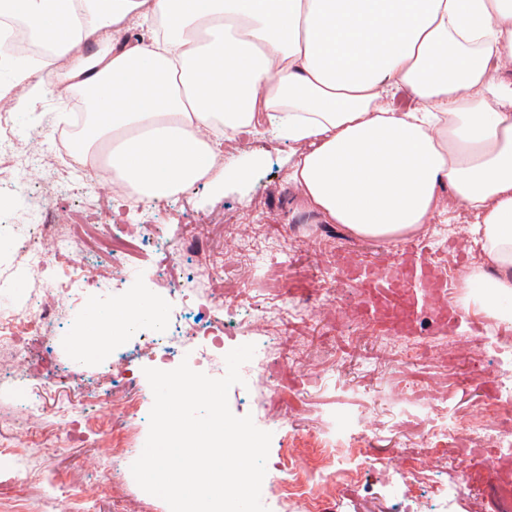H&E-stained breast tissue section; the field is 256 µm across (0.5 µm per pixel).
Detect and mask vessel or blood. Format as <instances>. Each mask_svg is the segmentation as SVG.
Returning <instances> with one entry per match:
<instances>
[{
    "label": "vessel or blood",
    "instance_id": "b4317fda",
    "mask_svg": "<svg viewBox=\"0 0 512 512\" xmlns=\"http://www.w3.org/2000/svg\"><path fill=\"white\" fill-rule=\"evenodd\" d=\"M342 273L346 286L353 288L360 300L362 318L382 322L396 334H420L421 318L428 312L433 313V325L440 334L450 333L460 319L449 300L448 261L423 243L406 246L389 272L347 258Z\"/></svg>",
    "mask_w": 512,
    "mask_h": 512
}]
</instances>
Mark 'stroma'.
Instances as JSON below:
<instances>
[{"instance_id":"1","label":"stroma","mask_w":512,"mask_h":512,"mask_svg":"<svg viewBox=\"0 0 512 512\" xmlns=\"http://www.w3.org/2000/svg\"><path fill=\"white\" fill-rule=\"evenodd\" d=\"M62 89L49 90L29 108L15 112L12 120L19 138L41 118L54 117L66 125L61 112ZM291 144L268 131L241 136L224 148L226 175L221 185L201 182L185 193L157 206L143 209H113L106 196L89 193L80 180H61L54 174L32 177L28 193L41 203L47 220H57L61 211H83L101 219L102 233L128 232L135 224H161L168 237L176 238L186 220L202 218L230 224L258 221L265 224L268 249L248 269L232 257L246 244L247 233L237 239L215 240L212 247L225 257V279L238 282V294L224 301L229 328L225 350L243 344H260L267 335L254 328L248 311H261L275 303H298L315 294L325 270L337 269L339 252L362 257L397 256L399 247L353 236L339 224H313L295 213L296 191L288 185ZM245 168L246 181H236L231 171ZM459 211L449 218H434L427 234L438 248L461 251L459 266L470 263L466 228ZM125 263L129 278L99 292L101 308L120 300L145 297L168 311L198 310L206 302L205 285L196 276L195 258L181 252L170 256L130 249ZM358 298L348 288H339L320 315L297 324L292 335L305 351L302 364L279 362L264 378L234 385L228 394L231 412L252 416L256 426H268L272 435L261 499L268 512H302L298 506H281L277 489L280 470H288L304 483L310 497L320 501L325 512H493L494 499L505 467L493 452L462 462L445 452L446 440H433V453L420 448L435 412L428 400L404 401L410 370L429 373L434 394L444 395V407L464 418L474 431L492 425L503 405L493 394L501 379L499 353L479 354L477 347L460 345L448 370L470 375L465 385L449 386L441 370V344L422 336L425 357L409 365L385 357L379 347L364 339L347 344L346 334L357 326ZM83 329L73 324L61 339L64 359L72 363L68 387L57 389L44 405L46 416L30 420L16 403V388L24 383L25 370L7 354L0 353V443L9 445L32 464L31 477L14 476L0 461V505L19 498L45 503L57 512L67 498H88L94 512H169L160 498L142 490L130 467L143 450L149 431L148 405L152 389L145 367L161 368V361L134 354L138 336L126 334L130 369L135 389L147 405L138 416H112L96 411L93 391L99 376L112 367L111 351L84 364L72 362V345ZM74 423L80 435L67 437L66 423ZM333 447H319L322 437ZM130 440L132 449L108 487H100L96 463L112 443ZM425 472L426 484H396L397 475ZM465 483L467 491L443 508L438 489Z\"/></svg>"}]
</instances>
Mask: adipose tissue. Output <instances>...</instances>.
I'll list each match as a JSON object with an SVG mask.
<instances>
[{"mask_svg":"<svg viewBox=\"0 0 512 512\" xmlns=\"http://www.w3.org/2000/svg\"><path fill=\"white\" fill-rule=\"evenodd\" d=\"M7 20L50 52L40 70L15 66L0 103L86 94L74 157L113 202L223 177L225 142L267 128L294 145L287 182L313 223L395 245L464 206L482 260L457 307L512 324V0H0ZM140 308L97 312L76 354L101 352L104 321L125 332Z\"/></svg>","mask_w":512,"mask_h":512,"instance_id":"obj_1","label":"adipose tissue"}]
</instances>
